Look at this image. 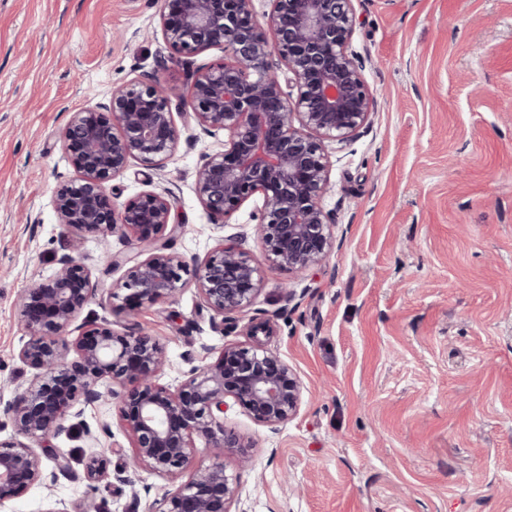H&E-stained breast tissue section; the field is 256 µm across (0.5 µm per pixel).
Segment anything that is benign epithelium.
<instances>
[{"instance_id":"benign-epithelium-1","label":"benign epithelium","mask_w":512,"mask_h":512,"mask_svg":"<svg viewBox=\"0 0 512 512\" xmlns=\"http://www.w3.org/2000/svg\"><path fill=\"white\" fill-rule=\"evenodd\" d=\"M262 27L252 0H163L164 43L186 60L211 49L224 58L189 74V114L206 132H224V148L207 156L196 191L214 223L224 226L251 197L262 205L255 220L267 257L304 274L333 247L334 219L322 205L332 170L325 143L347 145L370 122L374 96L351 49L356 26L352 0H269ZM62 138L78 179L55 196L58 223L79 233L119 229L134 254L106 255V269L133 263L110 285L92 280L78 258L64 255L49 279L25 288L18 301L29 339L19 359L35 370L29 385L8 404L17 435L45 441L69 430L78 401L111 399L134 448L133 465L175 484L164 489L163 512H230L241 494L239 477L217 459L182 479L205 440L218 455H238L253 465L252 444L224 427L227 399L255 422L276 431L301 408V383L292 367L262 347L273 333L268 321L247 329L250 343L226 346L213 363L194 368L176 387L159 382L167 359L160 344L131 328L120 334L104 322L75 340L67 332L97 299L116 312L152 308L194 282L221 324L256 299L259 266L232 238L200 260L170 252L183 225L172 222L170 192L144 191L116 209L108 183L138 159L158 166L178 148L181 132L165 85L134 79L112 91L107 104L73 113ZM107 449L82 459L85 479L108 477ZM43 456L17 441L0 440V505L34 485L72 469L61 449Z\"/></svg>"}]
</instances>
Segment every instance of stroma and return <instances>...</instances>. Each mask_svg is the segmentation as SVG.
<instances>
[{
  "label": "stroma",
  "mask_w": 512,
  "mask_h": 512,
  "mask_svg": "<svg viewBox=\"0 0 512 512\" xmlns=\"http://www.w3.org/2000/svg\"><path fill=\"white\" fill-rule=\"evenodd\" d=\"M351 46L376 97L370 125L345 150L327 143L322 198L336 245L299 279L267 260L253 196L227 226L212 223L196 191L223 132L181 129L162 166L130 161L110 181L123 206L169 190L184 231L172 251L205 258L242 232L262 271L261 290L224 330L194 286L171 302L113 313L91 303L82 326L139 327L165 349L161 383L178 384L204 351L248 343V324L270 320L268 350L302 384L298 415L279 431L240 407L225 428L253 444L252 468L223 456L242 493L231 512H512V0H352ZM161 0H0V439L14 438L6 405L34 375L18 352L28 336L17 297L49 279L60 256L93 279L101 257L128 250L121 233L75 234L59 224L57 188L76 178L61 135L70 114L106 103L134 78L158 77L173 103L189 100L188 74L222 57L169 59ZM296 296L285 301L284 288ZM113 446L108 479L81 465L36 485L0 512H48L55 501L90 512H159L163 478L134 468L113 402L85 406Z\"/></svg>",
  "instance_id": "1"
}]
</instances>
